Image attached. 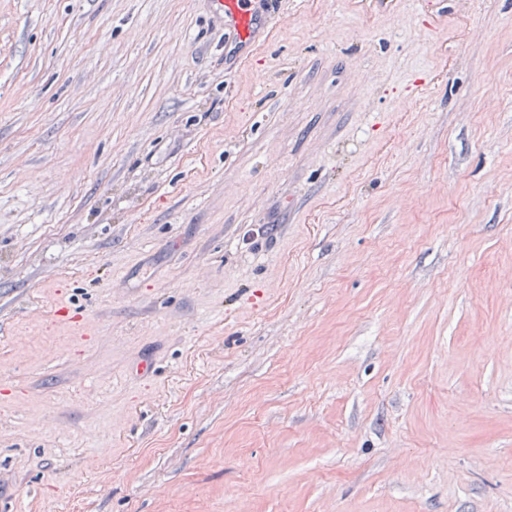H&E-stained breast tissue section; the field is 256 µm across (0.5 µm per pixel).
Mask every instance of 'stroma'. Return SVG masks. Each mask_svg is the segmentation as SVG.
Returning a JSON list of instances; mask_svg holds the SVG:
<instances>
[{"mask_svg":"<svg viewBox=\"0 0 512 512\" xmlns=\"http://www.w3.org/2000/svg\"><path fill=\"white\" fill-rule=\"evenodd\" d=\"M277 18L0 0V512H512V0ZM224 26L234 37L249 47V54L242 59V69L261 61L265 45L273 39L274 26L267 20L258 25L253 1L256 0H210Z\"/></svg>","mask_w":512,"mask_h":512,"instance_id":"stroma-1","label":"stroma"}]
</instances>
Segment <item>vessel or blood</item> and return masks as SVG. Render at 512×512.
<instances>
[{"instance_id":"1","label":"vessel or blood","mask_w":512,"mask_h":512,"mask_svg":"<svg viewBox=\"0 0 512 512\" xmlns=\"http://www.w3.org/2000/svg\"><path fill=\"white\" fill-rule=\"evenodd\" d=\"M216 11L222 17L224 25L241 43L249 48L243 58L245 66H253L260 61L265 45L273 38L274 27L271 23H258L253 0H212Z\"/></svg>"}]
</instances>
